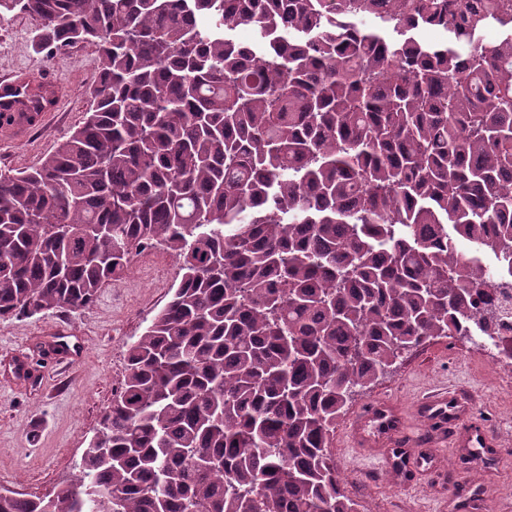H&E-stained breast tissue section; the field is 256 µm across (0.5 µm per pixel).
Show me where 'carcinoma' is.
<instances>
[{
    "label": "carcinoma",
    "instance_id": "obj_1",
    "mask_svg": "<svg viewBox=\"0 0 512 512\" xmlns=\"http://www.w3.org/2000/svg\"><path fill=\"white\" fill-rule=\"evenodd\" d=\"M16 10L100 70L58 150L0 171V317L88 308L147 247L181 278L75 479L0 512H359L332 459L354 392L467 321L512 358L483 264L512 258V0ZM54 103L29 83L0 129Z\"/></svg>",
    "mask_w": 512,
    "mask_h": 512
}]
</instances>
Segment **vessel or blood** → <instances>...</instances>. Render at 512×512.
<instances>
[{
	"mask_svg": "<svg viewBox=\"0 0 512 512\" xmlns=\"http://www.w3.org/2000/svg\"><path fill=\"white\" fill-rule=\"evenodd\" d=\"M416 414L430 430L428 439L410 436L402 407L387 399H376L352 425L349 443L385 468L400 464L403 479L416 484L425 475L424 461L436 460L445 451L456 457L480 455L491 445L483 424L472 417L470 403L454 390L426 396L418 403Z\"/></svg>",
	"mask_w": 512,
	"mask_h": 512,
	"instance_id": "obj_1",
	"label": "vessel or blood"
}]
</instances>
